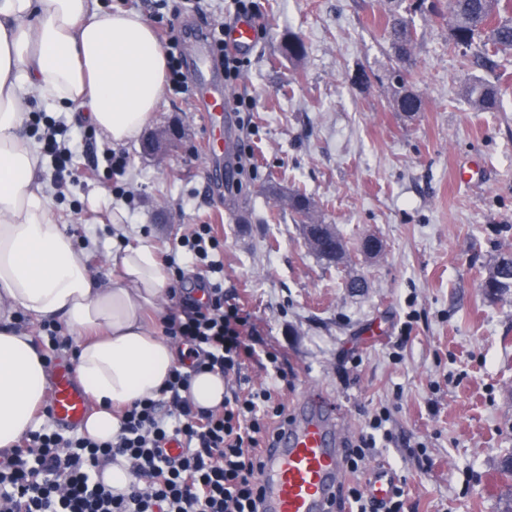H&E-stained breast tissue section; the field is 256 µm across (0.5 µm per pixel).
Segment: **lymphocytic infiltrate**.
I'll list each match as a JSON object with an SVG mask.
<instances>
[{"label": "lymphocytic infiltrate", "mask_w": 512, "mask_h": 512, "mask_svg": "<svg viewBox=\"0 0 512 512\" xmlns=\"http://www.w3.org/2000/svg\"><path fill=\"white\" fill-rule=\"evenodd\" d=\"M205 299L170 314L162 333L186 345L188 367H175L160 398L121 412L112 440L35 431L0 457V512H261L262 449L288 422L281 391L288 374L278 353H267L268 380L251 386L241 372L257 355L251 323L224 290L206 285ZM239 377L220 408L198 410L186 398L193 373ZM182 450L170 454V442ZM124 464L128 482L115 491L106 466Z\"/></svg>", "instance_id": "1"}]
</instances>
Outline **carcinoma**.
<instances>
[{
    "mask_svg": "<svg viewBox=\"0 0 512 512\" xmlns=\"http://www.w3.org/2000/svg\"><path fill=\"white\" fill-rule=\"evenodd\" d=\"M507 9L502 0H448V32L451 44L472 50V62L477 66L490 64L487 46L496 51L512 50V18L501 15ZM391 48L397 61L411 54L415 45L413 27L405 20L389 33ZM389 79L395 88L397 110L408 114L420 110L419 99L405 89L406 73L394 69ZM463 95L476 112H494L501 105L500 94L494 86L473 77L463 85ZM288 207L294 220L301 224H316L314 204L304 193L290 192ZM488 294H501L512 289V256L505 253L496 258L482 283Z\"/></svg>",
    "mask_w": 512,
    "mask_h": 512,
    "instance_id": "1",
    "label": "carcinoma"
}]
</instances>
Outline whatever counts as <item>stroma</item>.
Listing matches in <instances>:
<instances>
[{"mask_svg":"<svg viewBox=\"0 0 512 512\" xmlns=\"http://www.w3.org/2000/svg\"><path fill=\"white\" fill-rule=\"evenodd\" d=\"M413 4L399 9L417 36L407 87L422 109L408 115L388 82L387 0H253L264 34L229 86L252 103L231 190L191 97L167 89L159 98L149 130L176 123L184 133L161 162L141 141L112 144L77 110L36 100L31 109L80 143V183L54 195L53 209L80 243L94 242V279L117 276L106 260L115 238L174 252L184 287L221 283L250 313L256 349L285 354L289 413L323 390L354 441L389 411L393 442L344 484L369 485L384 470L404 491V512H501L512 488L497 471L512 452V291L491 297L482 283L512 252V52L498 54L494 70L472 66L449 46L447 20ZM291 35L303 58L289 57ZM468 74L498 84L499 111L471 110L460 85ZM111 152L127 157L124 175H112ZM271 184L312 198L346 244L343 263L327 266L308 248ZM201 224L222 271L175 249ZM369 237L380 253L363 251ZM356 277L366 288H348Z\"/></svg>","mask_w":512,"mask_h":512,"instance_id":"obj_1","label":"stroma"}]
</instances>
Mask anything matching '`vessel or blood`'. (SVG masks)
I'll use <instances>...</instances> for the list:
<instances>
[{"label": "vessel or blood", "mask_w": 512, "mask_h": 512, "mask_svg": "<svg viewBox=\"0 0 512 512\" xmlns=\"http://www.w3.org/2000/svg\"><path fill=\"white\" fill-rule=\"evenodd\" d=\"M255 39L252 19L241 18L224 28L225 42L239 52L249 51ZM206 66L207 59L202 56L191 70L194 98L214 129L209 152L227 153L232 140L229 96L214 84ZM335 408V402L324 394L309 396L299 419L284 428L274 448L268 449L263 474L265 512H327L343 474ZM49 409L57 425L66 429L78 428L86 417V398L67 365L56 367Z\"/></svg>", "instance_id": "b4317fda"}]
</instances>
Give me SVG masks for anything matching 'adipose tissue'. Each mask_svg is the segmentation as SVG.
I'll list each match as a JSON object with an SVG mask.
<instances>
[{"label":"adipose tissue","mask_w":512,"mask_h":512,"mask_svg":"<svg viewBox=\"0 0 512 512\" xmlns=\"http://www.w3.org/2000/svg\"><path fill=\"white\" fill-rule=\"evenodd\" d=\"M167 58L151 26L98 0H0V454L42 422L47 360L17 316L57 318L74 339L79 385L92 410L83 433L107 441L118 413L156 396L176 348L144 314L165 297L170 273L146 244L117 248L111 284L93 280L70 225L59 222L39 156L23 130L30 101L82 109L113 143L138 136L166 85Z\"/></svg>","instance_id":"1"}]
</instances>
